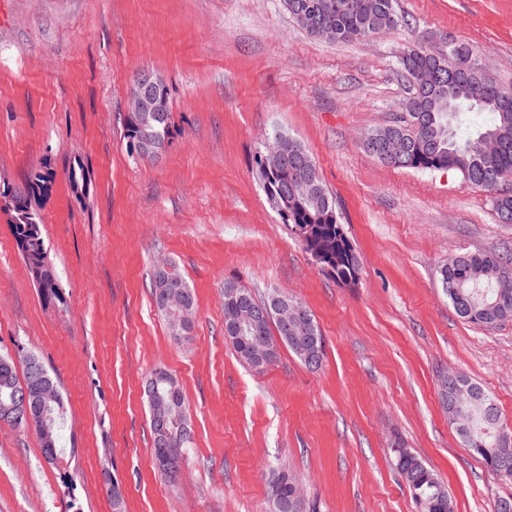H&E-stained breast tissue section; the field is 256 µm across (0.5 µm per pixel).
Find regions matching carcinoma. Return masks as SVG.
Listing matches in <instances>:
<instances>
[{
  "label": "carcinoma",
  "mask_w": 512,
  "mask_h": 512,
  "mask_svg": "<svg viewBox=\"0 0 512 512\" xmlns=\"http://www.w3.org/2000/svg\"><path fill=\"white\" fill-rule=\"evenodd\" d=\"M296 22L311 36L350 42L394 28L399 18L395 0H284ZM471 54L464 44H449L448 54L433 57L426 51L411 50L401 57L402 69L411 77L421 68H433L438 73L435 85L412 94L403 115L366 133L381 143L401 141L404 151L394 157L377 156L381 162L416 170H455L470 184L491 190L501 181L512 177V104L506 106L501 96L504 88L475 67L463 68ZM158 104L144 112L124 119L123 139L128 154L141 132H148L157 145L165 146L172 135V114L168 88L160 83L155 89ZM490 112L494 123L487 129L465 139L450 131L451 122L461 109ZM497 141L491 153L478 148L481 139ZM271 142L283 153V163L275 172H268L256 161V174L262 181L267 199L283 223L301 230L304 250L323 269L344 283H353L357 275L349 263L353 249L348 237L339 235V215L336 199L324 184L316 163L296 138L280 131ZM54 173L46 170L23 189L12 191L14 201L6 214L14 229L17 246L31 272L44 258L41 224L31 209V196L43 190ZM171 280L164 282L161 273L153 270L151 295L154 306L166 321L171 312L181 306L182 297L195 303L194 293L175 264H170ZM440 278L456 313L480 325H493L512 318V295L500 297L496 285L504 277H512V263L492 253L465 252L441 267ZM23 376L9 356L0 355V400L29 382L30 364L22 363ZM153 374L160 377V396L148 402V407L164 403L179 417L186 412L185 397L178 380L164 369ZM53 407L54 423L47 433L39 432L44 459L53 464L59 457L61 432L67 425V408L59 390L48 401ZM466 447L494 472H500V462L507 459L512 470V447L497 444L496 423L487 421L482 409L476 407ZM397 472L406 481L419 512H454L452 498L439 477L417 455L406 463L394 457Z\"/></svg>",
  "instance_id": "obj_1"
}]
</instances>
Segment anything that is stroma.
Returning <instances> with one entry per match:
<instances>
[{"label": "stroma", "mask_w": 512, "mask_h": 512, "mask_svg": "<svg viewBox=\"0 0 512 512\" xmlns=\"http://www.w3.org/2000/svg\"><path fill=\"white\" fill-rule=\"evenodd\" d=\"M397 27L328 43L283 0H0V190L37 173L35 196L61 298L44 303L0 213V353L36 354L60 381L62 455L0 425V512H271V480L299 477L315 512H417L394 469L403 441L448 487L455 512L512 499L441 406L453 370L494 398L512 431V319L476 325L439 269L461 252L512 258L495 195L452 170L384 165L362 135L399 118L412 88L404 52L469 46L512 88V0H396ZM160 74L175 132L156 161L123 138L130 79ZM299 139L336 198L360 259L337 282L269 204L255 173L267 135ZM84 167L83 196L67 173ZM195 292L193 339L173 340L150 297L158 258ZM280 290L312 311L319 369L287 348L257 370L224 338V284ZM179 381L193 435L184 473L153 460L142 385ZM116 475L113 508L104 472Z\"/></svg>", "instance_id": "1"}]
</instances>
